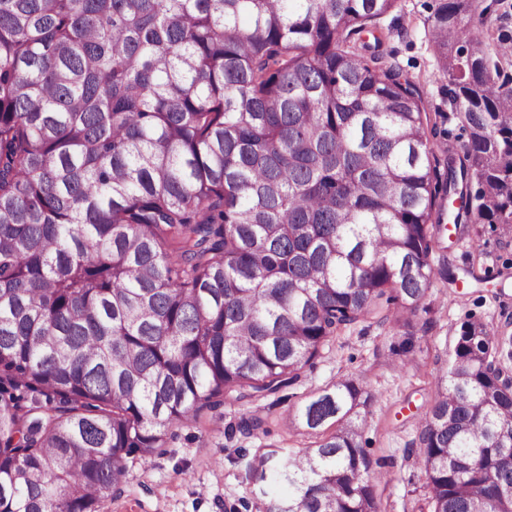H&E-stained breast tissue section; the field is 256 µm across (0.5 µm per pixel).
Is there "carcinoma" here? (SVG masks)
Masks as SVG:
<instances>
[{"label":"carcinoma","mask_w":512,"mask_h":512,"mask_svg":"<svg viewBox=\"0 0 512 512\" xmlns=\"http://www.w3.org/2000/svg\"><path fill=\"white\" fill-rule=\"evenodd\" d=\"M399 0H0V512H100L129 458L226 401L297 383L391 322L413 352L445 234L512 227V78L426 22L451 111L376 53ZM459 121L463 154H437ZM485 323L456 329L418 434L427 512H512V389ZM375 396L309 397L315 436L252 462L260 512H382ZM266 419L247 413L250 435Z\"/></svg>","instance_id":"obj_1"}]
</instances>
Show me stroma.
I'll return each mask as SVG.
<instances>
[{
  "mask_svg": "<svg viewBox=\"0 0 512 512\" xmlns=\"http://www.w3.org/2000/svg\"><path fill=\"white\" fill-rule=\"evenodd\" d=\"M435 0H400L378 22L384 48L419 85L431 107L447 110L448 80L437 69L426 19ZM451 268L463 269L456 283L436 280L417 319L415 363L404 368L401 330L391 324L352 327L323 348L312 368L288 387L279 402L263 401L266 430L251 437L234 432L244 405L225 403L204 411L196 422L172 428L162 453L128 461L120 494L103 512H231L252 501L247 479L256 454L301 448L311 435L290 430L296 408L342 376L368 383L377 400L362 433V445L385 475L376 487L384 512H420L427 495L419 464L418 433L437 376L447 367L458 325L474 318L512 335V232L473 225L469 236L446 253ZM473 276H466V268Z\"/></svg>",
  "mask_w": 512,
  "mask_h": 512,
  "instance_id": "stroma-1",
  "label": "stroma"
}]
</instances>
